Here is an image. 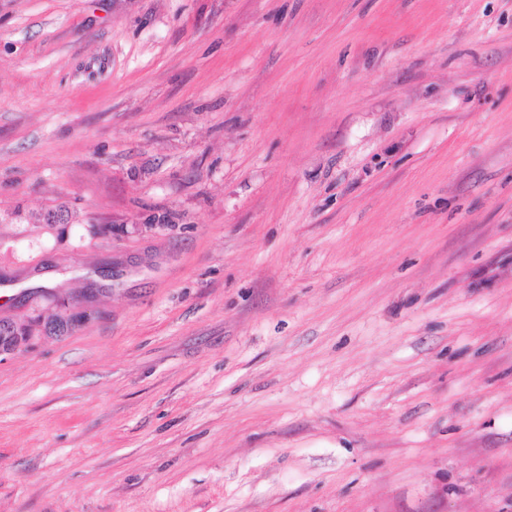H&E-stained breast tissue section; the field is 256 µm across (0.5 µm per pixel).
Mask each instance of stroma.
<instances>
[{
    "instance_id": "obj_1",
    "label": "stroma",
    "mask_w": 512,
    "mask_h": 512,
    "mask_svg": "<svg viewBox=\"0 0 512 512\" xmlns=\"http://www.w3.org/2000/svg\"><path fill=\"white\" fill-rule=\"evenodd\" d=\"M0 277V512H512V0H0ZM39 316L29 322L32 327L27 331L19 329L22 325L14 321L0 319V356L32 347L41 329V323L37 322Z\"/></svg>"
}]
</instances>
